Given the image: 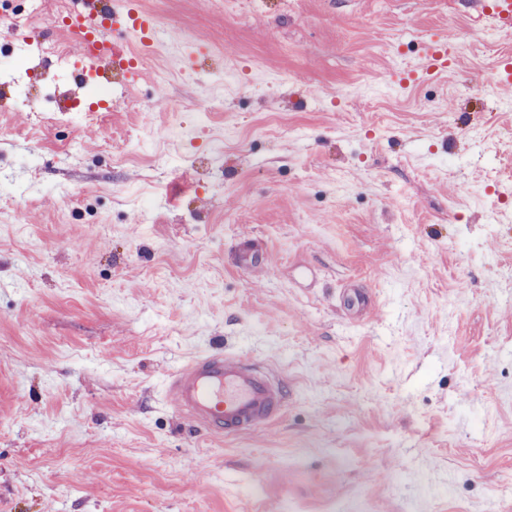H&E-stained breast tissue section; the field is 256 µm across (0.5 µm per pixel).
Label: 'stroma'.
I'll list each match as a JSON object with an SVG mask.
<instances>
[{
	"instance_id": "stroma-1",
	"label": "stroma",
	"mask_w": 512,
	"mask_h": 512,
	"mask_svg": "<svg viewBox=\"0 0 512 512\" xmlns=\"http://www.w3.org/2000/svg\"><path fill=\"white\" fill-rule=\"evenodd\" d=\"M144 7L137 101L222 111L43 69L78 49L47 11L0 57V512H512V34L467 0ZM35 83L103 121L44 128ZM210 351L271 366L284 418L175 412ZM448 38L453 41L459 39L456 29H448ZM448 38L439 35L432 37L426 43V58L424 68L428 74L439 76L448 70V57L452 56L453 44ZM156 109H162L172 112H184L192 110V112H215L216 107L208 100L202 97H196L188 102L175 101L166 85H158L155 89V98L150 106H142L133 101V112H155Z\"/></svg>"
}]
</instances>
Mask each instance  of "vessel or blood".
I'll list each match as a JSON object with an SVG mask.
<instances>
[{
    "instance_id": "b4317fda",
    "label": "vessel or blood",
    "mask_w": 512,
    "mask_h": 512,
    "mask_svg": "<svg viewBox=\"0 0 512 512\" xmlns=\"http://www.w3.org/2000/svg\"><path fill=\"white\" fill-rule=\"evenodd\" d=\"M474 6L498 29H512V0H474ZM120 21L141 42H150L157 34L155 22L133 10H126ZM452 49L448 38H431L426 44V72L446 73ZM165 391L181 416L214 435L257 431L281 418L286 409L282 380L267 367L236 355L197 356L172 373Z\"/></svg>"
}]
</instances>
